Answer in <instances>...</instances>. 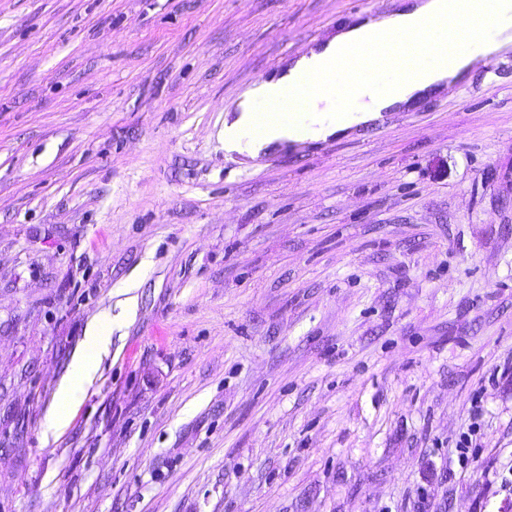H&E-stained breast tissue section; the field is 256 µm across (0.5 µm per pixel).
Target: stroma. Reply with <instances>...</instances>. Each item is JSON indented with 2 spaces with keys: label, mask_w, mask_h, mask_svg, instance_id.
Returning a JSON list of instances; mask_svg holds the SVG:
<instances>
[{
  "label": "stroma",
  "mask_w": 512,
  "mask_h": 512,
  "mask_svg": "<svg viewBox=\"0 0 512 512\" xmlns=\"http://www.w3.org/2000/svg\"><path fill=\"white\" fill-rule=\"evenodd\" d=\"M379 2L0 0V512H512V50L224 153ZM110 337L102 318H96L89 324L84 340L73 353L67 373L55 393L48 415V431L57 434L68 426L77 394L92 382L98 370L100 352L107 350Z\"/></svg>",
  "instance_id": "stroma-1"
}]
</instances>
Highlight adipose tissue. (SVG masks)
<instances>
[{"instance_id":"1","label":"adipose tissue","mask_w":512,"mask_h":512,"mask_svg":"<svg viewBox=\"0 0 512 512\" xmlns=\"http://www.w3.org/2000/svg\"><path fill=\"white\" fill-rule=\"evenodd\" d=\"M449 2L407 0L396 12L338 28L334 36L290 61L277 77L256 83L239 101L233 118L224 123L225 153L254 158L274 144L326 140L373 122L383 112L413 106L420 98L452 86L477 64L480 56L512 47V0H499L494 14L479 18L478 28L492 31L493 36L481 41L476 51L465 49L461 40H449ZM417 30L424 33L422 48L432 55L431 65L412 66L402 60L391 63L384 70L386 83L362 80L352 92L350 108L337 109L324 86L339 77L350 78L343 52ZM284 95L289 98L292 118L271 114L266 121H259L261 107L272 106ZM109 343L103 319H94L55 393L48 415L52 433L68 426L77 394L92 382L100 353Z\"/></svg>"}]
</instances>
